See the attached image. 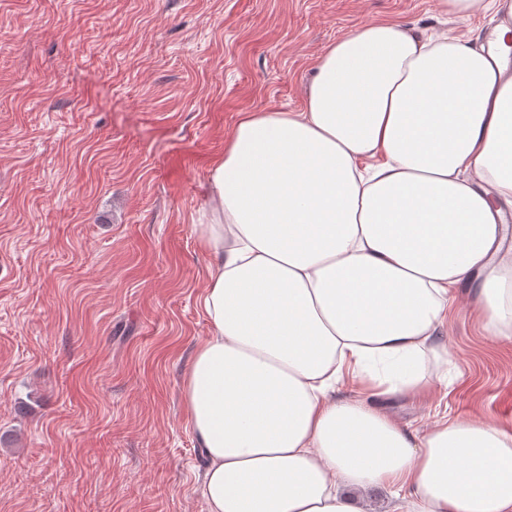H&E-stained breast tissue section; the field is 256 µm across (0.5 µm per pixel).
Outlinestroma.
Masks as SVG:
<instances>
[{"label": "stroma", "instance_id": "1", "mask_svg": "<svg viewBox=\"0 0 512 512\" xmlns=\"http://www.w3.org/2000/svg\"><path fill=\"white\" fill-rule=\"evenodd\" d=\"M379 20L496 24L438 0H0V512H207L184 382L210 332L208 165ZM473 296L451 294L447 367L387 404L401 426L512 428V339Z\"/></svg>", "mask_w": 512, "mask_h": 512}]
</instances>
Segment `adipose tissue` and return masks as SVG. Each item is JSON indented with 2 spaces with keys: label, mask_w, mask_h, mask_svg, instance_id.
Wrapping results in <instances>:
<instances>
[{
  "label": "adipose tissue",
  "mask_w": 512,
  "mask_h": 512,
  "mask_svg": "<svg viewBox=\"0 0 512 512\" xmlns=\"http://www.w3.org/2000/svg\"><path fill=\"white\" fill-rule=\"evenodd\" d=\"M489 39L370 23L329 45L302 111L245 113L208 167L193 219L209 258L211 333L184 404L208 512H512V430L404 429L382 399L414 391L444 350L448 295L477 286L488 335L512 336V0ZM399 380L340 398L343 371ZM390 505V490L384 485L354 493V506L362 512H386Z\"/></svg>",
  "instance_id": "obj_1"
}]
</instances>
